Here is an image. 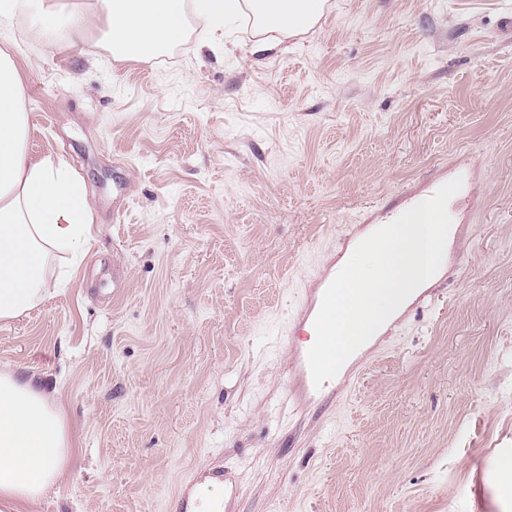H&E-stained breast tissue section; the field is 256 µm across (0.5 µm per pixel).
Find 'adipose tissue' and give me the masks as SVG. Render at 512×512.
Masks as SVG:
<instances>
[{
	"instance_id": "obj_1",
	"label": "adipose tissue",
	"mask_w": 512,
	"mask_h": 512,
	"mask_svg": "<svg viewBox=\"0 0 512 512\" xmlns=\"http://www.w3.org/2000/svg\"><path fill=\"white\" fill-rule=\"evenodd\" d=\"M99 10L66 11L55 0H0V30L25 11L69 45L94 28L124 61H147L183 42L184 0H99ZM206 22L248 12L253 52L276 49L312 30L330 0H193ZM29 114L17 61L0 51V321L20 317L52 292L49 258L80 261L94 208L86 181L64 157L32 160ZM74 442L61 403L35 377L0 369V512H31L65 476Z\"/></svg>"
}]
</instances>
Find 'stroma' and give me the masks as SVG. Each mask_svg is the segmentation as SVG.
<instances>
[{
    "instance_id": "35a3bbf8",
    "label": "stroma",
    "mask_w": 512,
    "mask_h": 512,
    "mask_svg": "<svg viewBox=\"0 0 512 512\" xmlns=\"http://www.w3.org/2000/svg\"><path fill=\"white\" fill-rule=\"evenodd\" d=\"M333 3L255 56L248 16L190 15L147 62L16 20L29 154L68 159L95 209L79 272L51 257L63 290L0 321V368L54 389L76 442L35 512H179L209 468L233 512H512V0ZM450 169L479 181L450 206L461 271L355 390L297 408L307 274Z\"/></svg>"
}]
</instances>
